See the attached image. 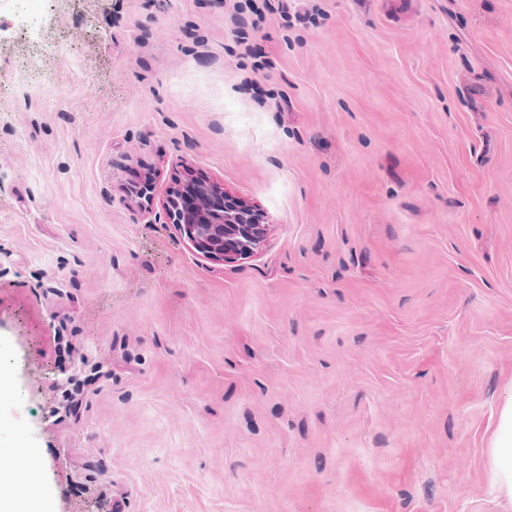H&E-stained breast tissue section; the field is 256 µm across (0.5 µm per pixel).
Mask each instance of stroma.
<instances>
[{"mask_svg": "<svg viewBox=\"0 0 512 512\" xmlns=\"http://www.w3.org/2000/svg\"><path fill=\"white\" fill-rule=\"evenodd\" d=\"M0 365L38 512H506L512 0H0ZM170 224L205 256L236 262L254 256L270 225L251 202L228 193L224 185L197 177L186 168L163 204ZM491 429L486 448L491 493L512 503V395L503 403Z\"/></svg>", "mask_w": 512, "mask_h": 512, "instance_id": "1", "label": "stroma"}]
</instances>
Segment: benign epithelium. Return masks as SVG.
Wrapping results in <instances>:
<instances>
[{
  "mask_svg": "<svg viewBox=\"0 0 512 512\" xmlns=\"http://www.w3.org/2000/svg\"><path fill=\"white\" fill-rule=\"evenodd\" d=\"M163 208L181 236L216 260L251 258L269 233L263 213L254 204L234 197L217 181L199 179L190 168L174 182Z\"/></svg>",
  "mask_w": 512,
  "mask_h": 512,
  "instance_id": "obj_1",
  "label": "benign epithelium"
}]
</instances>
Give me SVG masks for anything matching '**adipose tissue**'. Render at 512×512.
Here are the masks:
<instances>
[{"instance_id":"obj_1","label":"adipose tissue","mask_w":512,"mask_h":512,"mask_svg":"<svg viewBox=\"0 0 512 512\" xmlns=\"http://www.w3.org/2000/svg\"><path fill=\"white\" fill-rule=\"evenodd\" d=\"M486 467L494 497L512 502V395L491 426Z\"/></svg>"}]
</instances>
